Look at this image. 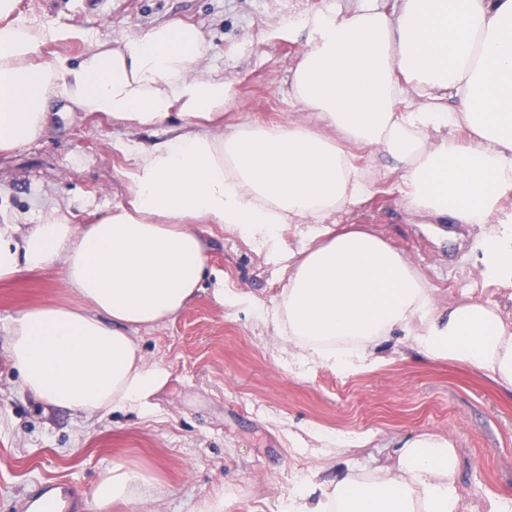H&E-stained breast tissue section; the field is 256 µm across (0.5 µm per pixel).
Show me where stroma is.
I'll return each mask as SVG.
<instances>
[{
	"label": "stroma",
	"mask_w": 512,
	"mask_h": 512,
	"mask_svg": "<svg viewBox=\"0 0 512 512\" xmlns=\"http://www.w3.org/2000/svg\"><path fill=\"white\" fill-rule=\"evenodd\" d=\"M332 2L18 0L16 13L88 30L98 42L172 22L194 25L205 36L198 73L222 76L235 94L228 123L271 125L301 112L288 87L307 43L292 18ZM48 109L59 119L45 135L0 152V211L34 224L55 208L70 223H94L129 195L121 176L127 158L114 142L148 145L166 134L131 133L105 117L67 110L60 97ZM353 155L378 179L366 203L334 213L333 221L372 226L423 275L437 308L488 302L512 319V291L484 286L474 266L473 226L431 224L408 213L401 173L386 154L360 148ZM201 230L214 278L175 317L131 331L146 362L169 373L146 414L88 419L47 409L26 393L7 363L6 326L23 310L79 298L59 271L0 283V512H24L29 486L43 481L71 488L80 512H94L90 490L112 464L150 483L110 512H289L311 471L395 470L402 442L420 433L453 443L460 512H478L481 495L512 510V393L469 365L419 354L399 334L376 342L377 362L362 372L301 362L272 321L285 276L237 232L217 224ZM219 282L242 303H218L212 289ZM340 434L370 441L341 446Z\"/></svg>",
	"instance_id": "stroma-1"
}]
</instances>
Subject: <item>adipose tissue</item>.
Masks as SVG:
<instances>
[{"instance_id":"obj_1","label":"adipose tissue","mask_w":512,"mask_h":512,"mask_svg":"<svg viewBox=\"0 0 512 512\" xmlns=\"http://www.w3.org/2000/svg\"><path fill=\"white\" fill-rule=\"evenodd\" d=\"M16 9L0 0V152L40 138L58 94L131 131L180 120L151 147L119 143L131 197L96 223L0 222V282L59 270L81 300L9 324L7 359L31 396L88 418L148 410L168 373L145 362L129 331L195 299L208 264L200 222L239 231L287 273L273 323L305 362L358 372L373 365V344L399 331L420 354L468 364L512 392V327L498 306L438 311L380 235L330 220L365 203L374 182L349 146L381 149L401 172L405 210L473 225L484 285L512 288V0H349L305 16L308 49L288 94L308 118L229 129L227 86L192 73L201 32L182 41L175 22L74 62L42 53L68 30L25 23ZM284 224L305 238L301 250L283 248ZM457 466L449 440L419 434L402 443L396 472L338 474L296 512H459ZM145 481L110 466L91 501L109 512Z\"/></svg>"}]
</instances>
